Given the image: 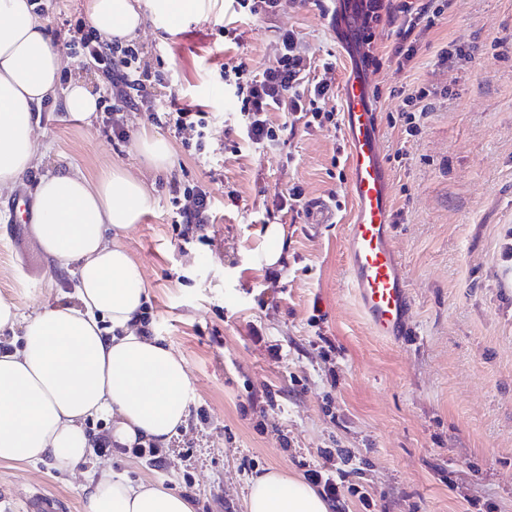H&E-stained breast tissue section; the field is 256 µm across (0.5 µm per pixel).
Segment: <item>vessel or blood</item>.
Instances as JSON below:
<instances>
[{
	"instance_id": "obj_1",
	"label": "vessel or blood",
	"mask_w": 512,
	"mask_h": 512,
	"mask_svg": "<svg viewBox=\"0 0 512 512\" xmlns=\"http://www.w3.org/2000/svg\"><path fill=\"white\" fill-rule=\"evenodd\" d=\"M340 95L353 202V217L344 238L346 269L371 329L397 340L408 331L411 301L402 261L392 243L390 182L367 74L350 68Z\"/></svg>"
}]
</instances>
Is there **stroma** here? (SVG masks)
Listing matches in <instances>:
<instances>
[{
	"label": "stroma",
	"mask_w": 512,
	"mask_h": 512,
	"mask_svg": "<svg viewBox=\"0 0 512 512\" xmlns=\"http://www.w3.org/2000/svg\"><path fill=\"white\" fill-rule=\"evenodd\" d=\"M42 2L48 37L64 46L88 18L86 0ZM230 23L240 40L228 46ZM287 30L311 62L336 56L328 78L340 85L350 46L315 0L252 16L235 13L232 0H198L174 21L147 16L133 36L141 64L161 76L142 105L88 124L59 101L39 112L41 171L119 167L152 183L150 208L120 242L144 269L153 334L185 360L193 397L158 467L116 451L90 454L72 473L48 460L0 461V512H23L37 492L56 498L59 512H86L87 476L106 464L184 495L193 512H245L252 481L271 469L335 477L341 492L329 512H473L475 499L512 512V0H452L411 69L384 64L369 74L413 307L408 335L395 342L372 332L345 269L353 204L348 164L336 159L342 133L299 124L249 146L240 100L211 94L240 59L275 67ZM451 41L471 50L470 62L438 64ZM410 85L439 92L412 139L387 120L403 106L398 88ZM149 101L193 102L211 114L204 151L195 132L170 137L164 174L137 149L143 132L157 130ZM116 124L126 139L114 138ZM177 184L211 192L217 218L206 240L174 232ZM298 184L326 204L327 223L307 209L283 220L275 203ZM231 190L234 207L224 204ZM18 191L0 193V297L29 314L73 288L22 220ZM270 224L284 230L278 268L262 258ZM353 484L371 509L349 493Z\"/></svg>",
	"instance_id": "obj_1"
}]
</instances>
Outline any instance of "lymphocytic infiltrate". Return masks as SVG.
I'll list each match as a JSON object with an SVG mask.
<instances>
[{
  "mask_svg": "<svg viewBox=\"0 0 512 512\" xmlns=\"http://www.w3.org/2000/svg\"><path fill=\"white\" fill-rule=\"evenodd\" d=\"M450 6V0H356L354 13L361 20L358 44L363 63L377 68L386 62L396 71H403L418 55L422 34ZM382 23L390 25L395 35L384 59L373 45L374 30ZM69 48L84 66L101 71L109 110L118 112L136 106L135 91L153 79L151 70L138 67L137 48L118 39L76 36L70 40ZM321 67L324 78L313 77L312 65L299 51L296 37L290 31L281 35L277 67L260 72L245 62L235 66L233 82L241 99L245 141L253 145L277 141L279 127L270 118L274 112L290 115L307 127H337L335 112L326 107L335 94L326 75L334 70L335 64L328 60ZM152 119L159 127L178 135L187 129L204 132L210 115L197 105L173 107L159 103L152 107ZM170 208L172 222L180 227L184 238H204L207 225L216 219L214 200L199 185L173 195Z\"/></svg>",
  "mask_w": 512,
  "mask_h": 512,
  "instance_id": "f902f5d3",
  "label": "lymphocytic infiltrate"
}]
</instances>
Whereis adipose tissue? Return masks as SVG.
<instances>
[{
	"mask_svg": "<svg viewBox=\"0 0 512 512\" xmlns=\"http://www.w3.org/2000/svg\"><path fill=\"white\" fill-rule=\"evenodd\" d=\"M196 8L197 0H87L93 26L118 39L140 30L147 14ZM63 67L29 0H0V189L32 179L36 235L75 288L74 302L27 316L0 298V335L22 334L0 352V461L47 459L72 471L96 444L84 422L99 414L112 419L114 445L167 447L185 422L192 384L185 361L145 335L144 272L117 241L149 209V186L118 167L94 179L76 169L38 170L34 114L43 102L62 96L79 121L98 109L83 82L61 87ZM90 486L87 512H192L187 498L115 479L108 466ZM245 508L329 512L315 488L276 469L255 479Z\"/></svg>",
	"mask_w": 512,
	"mask_h": 512,
	"instance_id": "1",
	"label": "adipose tissue"
}]
</instances>
